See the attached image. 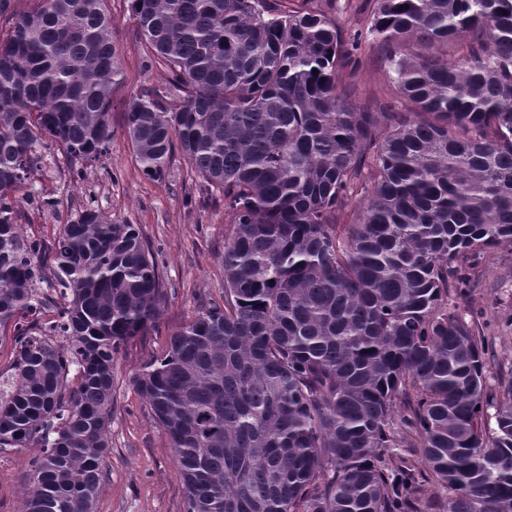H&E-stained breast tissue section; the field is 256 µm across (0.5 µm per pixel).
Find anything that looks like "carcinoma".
Returning <instances> with one entry per match:
<instances>
[{
    "instance_id": "cac0c4a2",
    "label": "carcinoma",
    "mask_w": 512,
    "mask_h": 512,
    "mask_svg": "<svg viewBox=\"0 0 512 512\" xmlns=\"http://www.w3.org/2000/svg\"><path fill=\"white\" fill-rule=\"evenodd\" d=\"M16 2L0 0V452L39 449L22 512H92L112 365L163 282L138 228L90 206L50 244L17 224L46 150L79 180L108 152L121 71L105 0ZM127 2L165 72L125 106L136 162L162 181L180 151L229 224L224 305L132 379L184 512H418L427 481L447 512H512V402L448 312V287L512 245V0H367L405 112L342 93L338 0Z\"/></svg>"
}]
</instances>
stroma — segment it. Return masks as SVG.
<instances>
[{
	"mask_svg": "<svg viewBox=\"0 0 512 512\" xmlns=\"http://www.w3.org/2000/svg\"><path fill=\"white\" fill-rule=\"evenodd\" d=\"M365 0H348L336 22L345 38L360 35L355 61L345 69L343 88L357 104L377 112L400 110L389 93L383 51L367 31ZM112 33L121 46L123 79L112 94L115 131L107 156L93 162L84 180H73L62 150L47 153L37 175L21 185L17 197L51 199L53 208L23 206L25 232L53 241L63 224L87 206L138 227L154 255L164 281L160 316L147 336L120 353L112 367V448L96 512H183L185 488L165 432L155 423L132 377L151 357L163 354L169 338L201 308L224 301V238L229 231L224 198L208 189L183 155H175L165 180L144 175L124 134V108L131 97L164 79L147 68L149 54L129 20L127 0H108ZM465 293L448 291V308L465 317L484 336L494 360L490 385L512 380V245L488 249L471 272ZM35 449L0 452V512H20L28 483V462Z\"/></svg>",
	"mask_w": 512,
	"mask_h": 512,
	"instance_id": "1",
	"label": "stroma"
}]
</instances>
